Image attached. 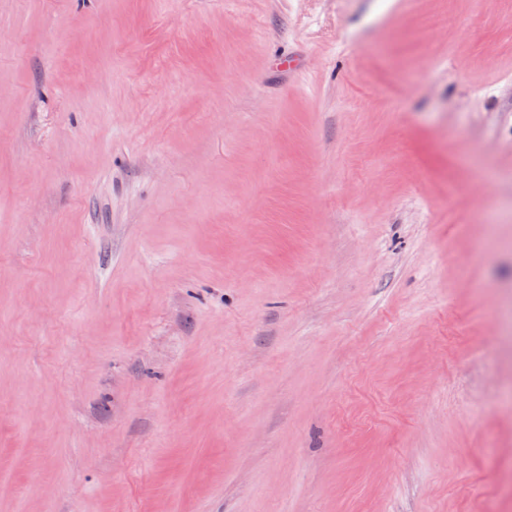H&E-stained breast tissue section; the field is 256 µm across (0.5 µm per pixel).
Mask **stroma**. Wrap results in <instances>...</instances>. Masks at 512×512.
Here are the masks:
<instances>
[{"instance_id": "35a3bbf8", "label": "stroma", "mask_w": 512, "mask_h": 512, "mask_svg": "<svg viewBox=\"0 0 512 512\" xmlns=\"http://www.w3.org/2000/svg\"><path fill=\"white\" fill-rule=\"evenodd\" d=\"M0 512H512V0H0Z\"/></svg>"}]
</instances>
